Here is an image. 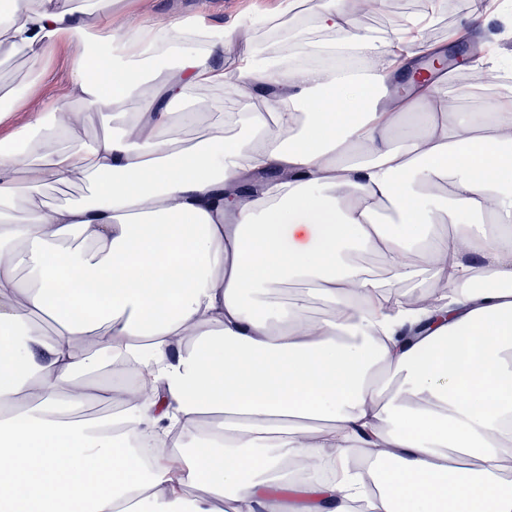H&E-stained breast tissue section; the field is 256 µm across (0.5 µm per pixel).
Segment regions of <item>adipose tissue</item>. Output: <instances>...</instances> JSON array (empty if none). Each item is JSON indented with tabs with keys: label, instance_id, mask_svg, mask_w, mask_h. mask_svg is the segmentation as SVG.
I'll return each instance as SVG.
<instances>
[{
	"label": "adipose tissue",
	"instance_id": "ef3b65f1",
	"mask_svg": "<svg viewBox=\"0 0 512 512\" xmlns=\"http://www.w3.org/2000/svg\"><path fill=\"white\" fill-rule=\"evenodd\" d=\"M8 2L0 52L75 46L64 109L121 125L86 141L56 112L16 124L25 92L0 106V512H512V96L448 111L434 0L386 35L351 0H280L260 18L312 21L284 49L250 15ZM203 87L248 104L238 138ZM191 98L217 121L179 141ZM265 170L285 178L238 197ZM73 185L89 195L41 198ZM419 278L439 307L390 308ZM121 360L151 396L77 422ZM147 432L165 452L142 457ZM310 456L340 478L289 472Z\"/></svg>",
	"mask_w": 512,
	"mask_h": 512
}]
</instances>
